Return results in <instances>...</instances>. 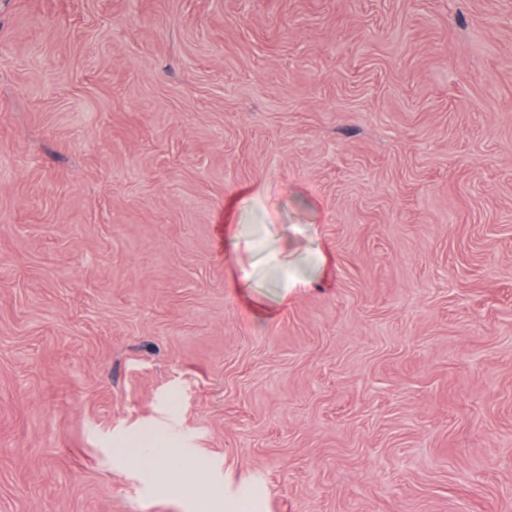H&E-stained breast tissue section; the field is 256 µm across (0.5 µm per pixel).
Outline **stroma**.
<instances>
[{
	"label": "stroma",
	"instance_id": "stroma-1",
	"mask_svg": "<svg viewBox=\"0 0 512 512\" xmlns=\"http://www.w3.org/2000/svg\"><path fill=\"white\" fill-rule=\"evenodd\" d=\"M512 512V0H0V512ZM145 438H139L132 448H123L128 463L150 473L159 487H165L174 477L179 476L182 484L193 485V466L177 448H143Z\"/></svg>",
	"mask_w": 512,
	"mask_h": 512
}]
</instances>
